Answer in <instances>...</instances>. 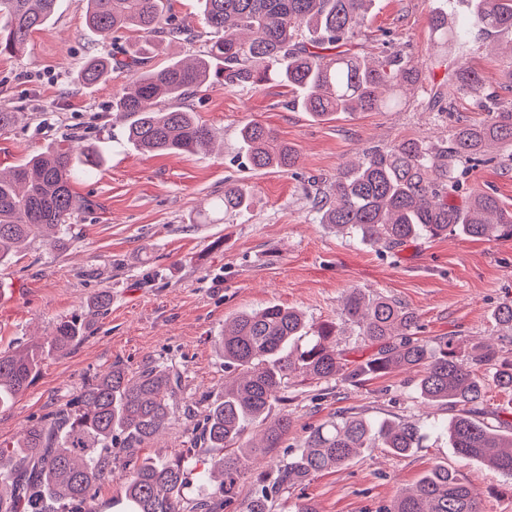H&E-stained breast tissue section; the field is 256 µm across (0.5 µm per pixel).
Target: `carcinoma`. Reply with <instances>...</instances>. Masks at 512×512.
I'll list each match as a JSON object with an SVG mask.
<instances>
[{
	"instance_id": "carcinoma-1",
	"label": "carcinoma",
	"mask_w": 512,
	"mask_h": 512,
	"mask_svg": "<svg viewBox=\"0 0 512 512\" xmlns=\"http://www.w3.org/2000/svg\"><path fill=\"white\" fill-rule=\"evenodd\" d=\"M85 22L100 33L128 30L138 35L120 54L89 57L79 81L94 85L109 75L124 78L112 109L129 118L126 137L148 153L207 152L216 132L194 112L166 111L158 103L184 102L219 84L226 89L258 88L275 80L298 92L293 104L315 117L368 112L397 102L415 89L418 69L389 39L379 40L373 60L356 51V38L372 0H197L206 47L192 58L162 68L148 63L166 42L196 34L176 23L170 0H85ZM472 17L448 21L439 10L430 19L438 51L481 38L512 35V0H473ZM57 0H0V54L24 53L33 32L45 28ZM458 89L481 88L478 73L456 74ZM489 92L480 123L455 122L449 140L430 147L404 140L364 152L326 190L312 197L321 224L355 236L360 243L392 252L420 238L455 233L484 240L512 239V209L490 192L463 195L464 178L494 162L512 163V106ZM241 143L255 169L289 170L296 150L270 127L249 123ZM101 158L85 145L80 155L60 144L0 173V266L28 241L47 236L65 245L71 220L84 207L72 191V171L97 168ZM465 196L458 202L459 196ZM248 190L224 184L217 209L242 212ZM493 320L512 332V304L493 311ZM358 328L375 347L353 367L338 347V322ZM416 314L390 299L347 289L338 320L314 323L297 309L270 305L224 321L217 338L224 368L221 398L203 396L202 420L187 428L190 448L166 461L145 460L129 471L124 512H224L250 470L242 443L249 427L262 428L263 448H278L291 426L288 415L269 418L272 403L288 400L297 380L316 384L380 376L394 369L418 373L417 389L428 405L458 409L439 425L448 446L512 478V425H490L474 417L488 384L512 393V362L480 342L465 352L448 338L430 347L415 337ZM75 321L56 323L47 346L0 351V408L30 387L45 350L63 352L80 340ZM182 378L162 365L132 373L117 364L87 380L65 408L29 426L11 446L0 445V512H93L95 484L112 477V466L130 464L175 419L174 399ZM419 447L418 431L405 423L341 414L309 429L299 455L267 465L242 512H273L275 497L316 474L340 468L374 448L405 455ZM219 451L197 480L214 486L190 497L188 454ZM389 512H482L477 491L446 465H436L416 487L394 501Z\"/></svg>"
}]
</instances>
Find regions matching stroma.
<instances>
[{
    "instance_id": "35a3bbf8",
    "label": "stroma",
    "mask_w": 512,
    "mask_h": 512,
    "mask_svg": "<svg viewBox=\"0 0 512 512\" xmlns=\"http://www.w3.org/2000/svg\"><path fill=\"white\" fill-rule=\"evenodd\" d=\"M441 7L460 20L473 10L472 0H373L358 39L359 51L366 52L390 34L417 66V89L402 109L319 119L289 108L293 94L276 82L257 89L217 86L186 103L217 133L215 151L205 155L138 151L126 142V123L112 109L119 80L89 89L78 82L89 56L110 54L132 39L127 32L106 39L91 32L85 0H59L23 56L0 55V106L19 115L13 128L0 131V170L73 135L104 157L94 173L75 175L73 190L88 206L75 215L65 248L37 238L0 266V349L42 342L62 320L85 327L80 341L46 357L32 386L0 411V442L16 441L112 364L133 373L149 363L166 364L182 376V409L134 460L170 458L188 446L184 407L222 391L224 358L216 340L226 318L276 304L300 309L313 322L332 320L349 288L414 311L416 335L429 344L452 336L466 347L491 338L502 359L512 361V333L492 318L500 303L512 301V239L451 234L381 253L319 223L310 208L315 190L335 181L364 151L447 138L449 122L426 106L432 86L446 84L461 121H482L476 95L459 94L448 82L451 71L473 69L485 89L512 100L507 36L450 50L445 63L430 64L435 47L429 20ZM250 122L275 129L296 149L297 166L250 168L240 152V131ZM228 181L247 186L249 207L217 222L213 206ZM103 292L109 304L95 307ZM416 384V372L396 369L359 383L290 387L288 405L273 404L270 415L288 414L292 427L282 447L259 454L260 462L297 453L310 427L339 413L412 424L422 445L401 456L383 448L363 453L289 489L274 512H297L305 504L315 512H383L438 464L478 489L483 512H512V479L449 448L432 424L448 419L450 409L423 403Z\"/></svg>"
}]
</instances>
